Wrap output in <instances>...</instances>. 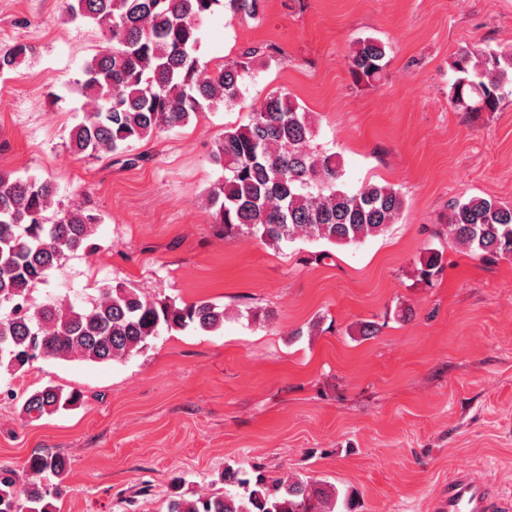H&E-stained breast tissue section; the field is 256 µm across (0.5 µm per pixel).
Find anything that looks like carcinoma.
Here are the masks:
<instances>
[{
	"label": "carcinoma",
	"instance_id": "obj_1",
	"mask_svg": "<svg viewBox=\"0 0 512 512\" xmlns=\"http://www.w3.org/2000/svg\"><path fill=\"white\" fill-rule=\"evenodd\" d=\"M218 6L257 19L263 0H67L70 18L94 23L107 40L82 68L77 91L86 103L69 149L122 156L136 142L234 104L257 51L212 68L200 62V24ZM31 51L23 43L1 51L0 74L16 70ZM385 58L382 42L362 38L349 57L350 72L359 81H378ZM453 68L451 99L466 112L496 111L512 85V52L465 47ZM314 137L308 113L281 91L269 93L248 123L224 129L211 152L223 175L206 195L224 239L246 235L276 248L297 240L348 245L398 220L406 204L399 189L371 182L348 189L335 155L311 147ZM56 194L48 180L0 169V370L16 372L49 358L120 361L163 330L214 332L224 325V309L208 301H151L108 283L90 304L37 302L36 287L64 257L91 247L101 222L79 205L55 206ZM435 236L481 257H512V203L459 200ZM442 258L443 251L429 249L418 275L429 279ZM80 400L76 391L47 385L26 397L20 415L34 421ZM69 468L59 453H34L19 468L0 465V512H55L53 499ZM219 480L224 492L176 496L168 512H336V489L312 478L274 479L258 467L244 477L227 467Z\"/></svg>",
	"mask_w": 512,
	"mask_h": 512
}]
</instances>
